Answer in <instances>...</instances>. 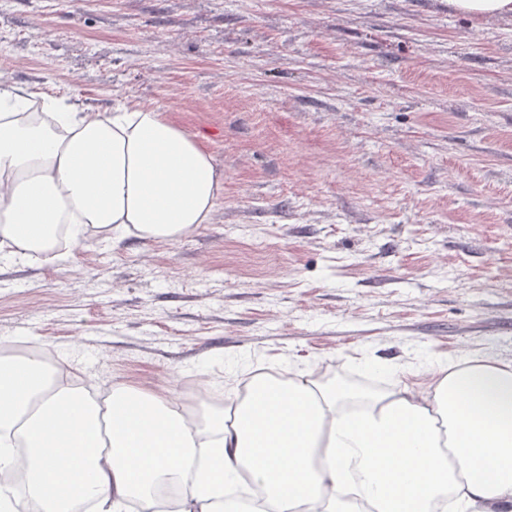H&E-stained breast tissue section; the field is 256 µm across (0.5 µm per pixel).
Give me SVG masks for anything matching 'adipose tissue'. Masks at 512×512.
Listing matches in <instances>:
<instances>
[{"label":"adipose tissue","instance_id":"ef3b65f1","mask_svg":"<svg viewBox=\"0 0 512 512\" xmlns=\"http://www.w3.org/2000/svg\"><path fill=\"white\" fill-rule=\"evenodd\" d=\"M224 195L212 152L155 108L106 112L0 76V257L58 266L86 235L176 241ZM37 512H123L178 485L218 512L229 476L251 512H499L512 503V365L444 362L425 389L361 394L309 374L257 377L187 411L116 384L98 405L41 356L0 354V468Z\"/></svg>","mask_w":512,"mask_h":512}]
</instances>
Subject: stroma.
<instances>
[{
    "instance_id": "1",
    "label": "stroma",
    "mask_w": 512,
    "mask_h": 512,
    "mask_svg": "<svg viewBox=\"0 0 512 512\" xmlns=\"http://www.w3.org/2000/svg\"><path fill=\"white\" fill-rule=\"evenodd\" d=\"M202 133L224 179L172 242L0 261V348L224 397L262 369L421 389L512 363V18L448 0H0V71Z\"/></svg>"
}]
</instances>
